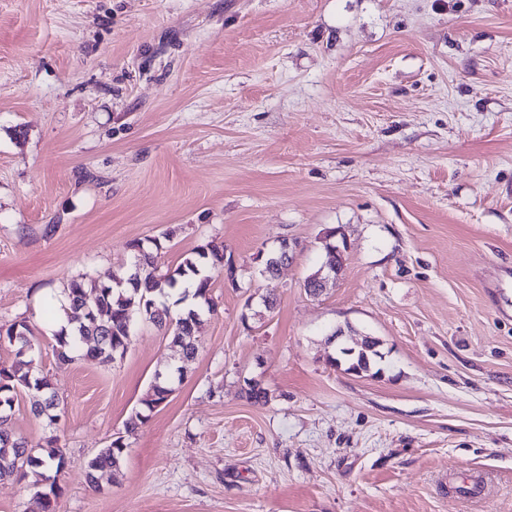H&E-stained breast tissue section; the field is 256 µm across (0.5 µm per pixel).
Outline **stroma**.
<instances>
[{"label":"stroma","instance_id":"35a3bbf8","mask_svg":"<svg viewBox=\"0 0 512 512\" xmlns=\"http://www.w3.org/2000/svg\"><path fill=\"white\" fill-rule=\"evenodd\" d=\"M338 227L344 271L309 295ZM148 238L162 269L212 241L238 269L196 356L142 322L114 363L58 364L36 305ZM21 319L63 415L22 388L0 430L59 438L57 512H512V0H0V327ZM346 324L381 375L326 364ZM37 490L1 481L0 512ZM124 437V435L118 436L112 440L107 448L100 450L95 457L88 461L86 466L87 479L89 484L96 490L100 489V481L104 474L119 466L124 451L127 448Z\"/></svg>","mask_w":512,"mask_h":512}]
</instances>
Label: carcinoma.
<instances>
[{"instance_id":"carcinoma-1","label":"carcinoma","mask_w":512,"mask_h":512,"mask_svg":"<svg viewBox=\"0 0 512 512\" xmlns=\"http://www.w3.org/2000/svg\"><path fill=\"white\" fill-rule=\"evenodd\" d=\"M133 260L124 272H112L109 282L98 281L88 274L69 281L64 293L70 308L84 309L83 320L73 327L71 334L58 333L54 336L56 357L60 364H69L78 359L90 358L100 364H110L123 357L126 342L136 324L149 322L168 333L171 344L181 349L185 359L197 353L194 338L196 326L204 313L216 311L212 297V272L224 271V247L208 243L200 247L193 257L186 258L174 270L161 271L158 258L162 249L159 240H152V247L141 241L131 243ZM181 290L176 303L187 298L196 301V306L184 313L173 315L168 303L172 292ZM31 329L27 321H15L6 329L0 328V344L7 343L14 348L17 360L10 366L0 367V420L9 417L17 389L27 388L44 395L41 403L35 405L33 413L45 415L54 421L58 415L55 395L51 393V380L46 375L35 373L31 358ZM330 365H346L349 374L362 376L371 371L381 372L380 364L384 353L376 338L359 349L337 343L336 355L327 358ZM172 389L160 379H155L142 405L148 410L163 403ZM244 393L254 405H266L270 401L269 391L255 380L245 381ZM148 420L138 410L124 422V434L112 440L100 450L86 466L89 484L98 489L104 474L118 467L127 448L125 436L133 435ZM67 466V457L58 446V439L52 437L39 456L33 455L29 443L22 437L0 431V480L14 479L26 474V470L45 467L59 474ZM62 489L56 481H45L36 496L42 512H55L57 499Z\"/></svg>"}]
</instances>
